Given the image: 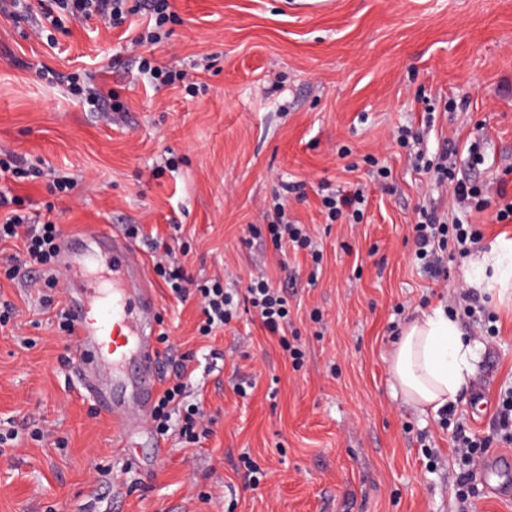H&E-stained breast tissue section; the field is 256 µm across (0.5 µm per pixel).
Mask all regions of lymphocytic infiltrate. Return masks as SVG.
<instances>
[{
  "instance_id": "lymphocytic-infiltrate-1",
  "label": "lymphocytic infiltrate",
  "mask_w": 512,
  "mask_h": 512,
  "mask_svg": "<svg viewBox=\"0 0 512 512\" xmlns=\"http://www.w3.org/2000/svg\"><path fill=\"white\" fill-rule=\"evenodd\" d=\"M44 20H52L55 11L67 12L79 17L97 16L114 25H120L134 14L130 0H51L40 7ZM455 143H445L439 154L427 157L424 152L415 155L419 169L430 173L435 184L448 190L452 199L466 207L481 210L488 200L481 190L470 183L455 178L448 168L449 155L455 154ZM415 255L426 272L440 276L445 266L455 256H466L472 244L477 243L480 232L473 225L449 220L438 199L425 200L417 209V221L413 226ZM23 236L25 258L28 263L40 266L50 265L56 256L58 242L62 236L57 225H25L22 217L13 215L0 222V240ZM154 272L179 299L196 296L203 315L199 327L202 335L223 329L233 318L238 302L234 293L224 289L220 282L192 283L173 249H166L163 260L156 262ZM246 302L255 310L263 326L277 334L280 344L288 342L284 330L288 325V299L281 289L275 288L268 278L259 276L251 279L246 288ZM184 385L174 382L159 395L151 413L158 435H167L171 429L173 410H181L182 437L188 442H199L202 433L208 432L202 409L195 404H183ZM453 446L460 455L462 469L457 477L460 512H469L467 502L472 493L471 481L487 446L486 440L476 438L464 428H457Z\"/></svg>"
}]
</instances>
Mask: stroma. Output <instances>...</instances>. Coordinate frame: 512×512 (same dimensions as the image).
<instances>
[{
    "mask_svg": "<svg viewBox=\"0 0 512 512\" xmlns=\"http://www.w3.org/2000/svg\"><path fill=\"white\" fill-rule=\"evenodd\" d=\"M152 65L181 73L170 85L141 72L132 38L148 10L115 28L65 18L37 35V19L0 0V151L23 160L12 213L62 231L136 224L145 269L177 246L193 280L244 288L265 272L288 292L286 331L304 353L294 365L253 313L213 336L197 331L195 300L160 278L157 331L168 369L186 359V400L212 433L200 444L155 432L131 451L78 378L75 344L56 315L67 293L45 290L21 240L0 242V512H457V427L493 438L492 410L512 389V300L488 302L497 335L452 300L476 256L434 279L417 265L412 227L425 195L444 196L396 140L434 105L424 151L453 140L460 177L512 196V0H171ZM98 84L120 104L101 112L59 75ZM465 107L445 110L448 99ZM391 170L370 179L366 156ZM70 177L62 193L54 182ZM304 182L288 219L307 225L314 250L275 249L267 208ZM367 183L361 222H329L321 189ZM495 206L457 210L482 233L478 254L512 239ZM443 307L476 345V373L436 412L407 405L390 374L394 327ZM246 393H238V386ZM263 471L252 486L241 459Z\"/></svg>",
    "mask_w": 512,
    "mask_h": 512,
    "instance_id": "stroma-1",
    "label": "stroma"
}]
</instances>
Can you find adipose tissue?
<instances>
[{"label":"adipose tissue","instance_id":"ef3b65f1","mask_svg":"<svg viewBox=\"0 0 512 512\" xmlns=\"http://www.w3.org/2000/svg\"><path fill=\"white\" fill-rule=\"evenodd\" d=\"M473 286L507 295L512 290V240H502L483 256ZM476 353L470 339L442 308L423 312L395 343L391 375L404 401L436 411L455 400L474 374Z\"/></svg>","mask_w":512,"mask_h":512}]
</instances>
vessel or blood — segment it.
Instances as JSON below:
<instances>
[{
    "label": "vessel or blood",
    "mask_w": 512,
    "mask_h": 512,
    "mask_svg": "<svg viewBox=\"0 0 512 512\" xmlns=\"http://www.w3.org/2000/svg\"><path fill=\"white\" fill-rule=\"evenodd\" d=\"M88 241L111 249V283L89 277L90 260L82 251ZM58 258L66 280L82 283L67 313L83 385L120 423L123 435H131L146 422L159 393L160 353L151 319L156 292L130 240L103 226L89 224L65 234ZM479 478L487 493L512 498V451L485 458Z\"/></svg>",
    "instance_id": "b4317fda"
}]
</instances>
